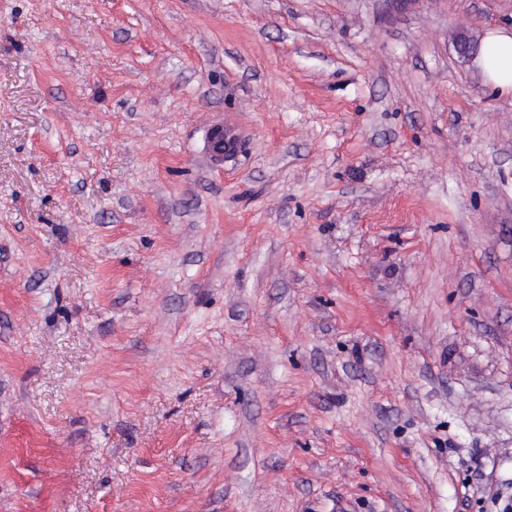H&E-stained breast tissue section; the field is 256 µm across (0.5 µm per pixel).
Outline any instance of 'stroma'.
Wrapping results in <instances>:
<instances>
[{
  "instance_id": "1",
  "label": "stroma",
  "mask_w": 512,
  "mask_h": 512,
  "mask_svg": "<svg viewBox=\"0 0 512 512\" xmlns=\"http://www.w3.org/2000/svg\"><path fill=\"white\" fill-rule=\"evenodd\" d=\"M461 26L512 0H0V512H498L512 89Z\"/></svg>"
}]
</instances>
